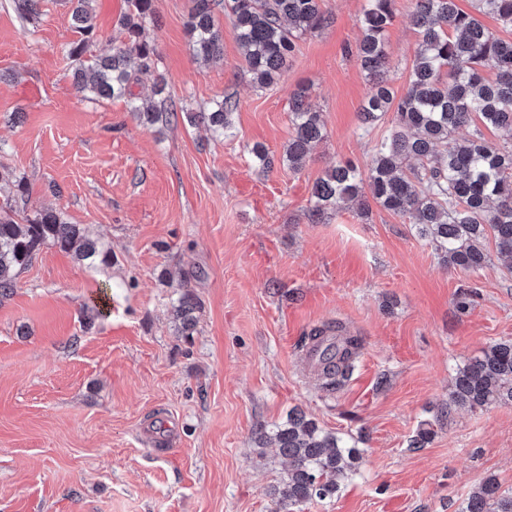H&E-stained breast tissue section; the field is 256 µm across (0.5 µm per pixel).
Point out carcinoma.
Instances as JSON below:
<instances>
[{
    "instance_id": "cac0c4a2",
    "label": "carcinoma",
    "mask_w": 512,
    "mask_h": 512,
    "mask_svg": "<svg viewBox=\"0 0 512 512\" xmlns=\"http://www.w3.org/2000/svg\"><path fill=\"white\" fill-rule=\"evenodd\" d=\"M93 2L69 0L72 27L80 39L69 44L67 55L76 62L73 78L79 93L126 99L129 112L146 127L182 119L218 136L233 135L237 105L229 97L203 111L180 114L164 113L153 101L142 103L134 93L137 73L158 67L157 50L144 38L146 26L156 22L155 0H126L119 19L125 41L118 46L97 38ZM13 8L21 19L31 21L38 14V0H13ZM219 10L235 27L245 67L260 88L272 85L288 68L297 39L330 24L322 0H192V51L205 62L223 57V37L215 24ZM475 10L512 27V0H475ZM394 18L395 0H367L355 49L356 62L371 82L361 107L363 121L370 124L393 111L394 122L376 140L367 171L347 162L314 184L309 217L317 223L340 202H355L367 215V188L380 207L408 219L448 268H481L489 239L512 261V41L496 36L458 8L456 0H414L411 21L419 40L408 88L398 97L386 78L385 33ZM95 44L98 49L90 51ZM308 94V87L301 86L291 96L294 132L280 159L257 145L250 148L260 168L270 169L278 161L299 171L325 139L321 113L310 107ZM461 127L472 128L470 136L452 139ZM486 129L506 131L509 144L490 143ZM0 184L21 194L27 189L25 177L9 170H0ZM45 246L73 250L80 262L107 259L82 225L67 223L59 212L43 209L20 218L9 201L0 202V302L14 294L19 272ZM196 309L189 293L173 306L186 336L195 327ZM302 346L321 350V388L335 392L352 377L361 342L336 335L328 326L312 329ZM501 403L512 404V339L488 345L458 368L448 392L450 408L473 412ZM272 440L287 463L270 489L276 512L331 499L358 473L362 454L356 443L324 430L303 412H291L275 425ZM459 512H512V491L502 489L496 478H486Z\"/></svg>"
}]
</instances>
